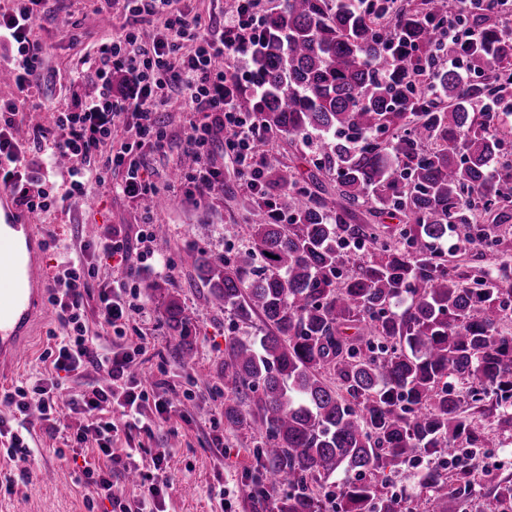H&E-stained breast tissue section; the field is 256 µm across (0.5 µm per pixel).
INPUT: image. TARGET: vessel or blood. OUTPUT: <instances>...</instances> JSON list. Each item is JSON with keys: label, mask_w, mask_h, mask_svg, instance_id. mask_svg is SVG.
I'll list each match as a JSON object with an SVG mask.
<instances>
[{"label": "vessel or blood", "mask_w": 512, "mask_h": 512, "mask_svg": "<svg viewBox=\"0 0 512 512\" xmlns=\"http://www.w3.org/2000/svg\"><path fill=\"white\" fill-rule=\"evenodd\" d=\"M43 242L40 225L0 190V379L27 358L26 339L49 285Z\"/></svg>", "instance_id": "vessel-or-blood-1"}]
</instances>
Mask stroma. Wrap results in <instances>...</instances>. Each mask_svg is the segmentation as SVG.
<instances>
[{
  "label": "stroma",
  "instance_id": "35a3bbf8",
  "mask_svg": "<svg viewBox=\"0 0 512 512\" xmlns=\"http://www.w3.org/2000/svg\"><path fill=\"white\" fill-rule=\"evenodd\" d=\"M76 26L74 35H66L58 18L44 20L34 36L50 48L45 62V81L35 96L20 93L12 80L10 58L0 57V98H15L20 111H37L49 120L56 110L79 105L82 87L71 80L80 69L84 57L105 38L111 37L112 26L96 12L93 0H71L66 18ZM258 152L266 169L284 164L295 166L299 173H313L314 155L303 145L278 138L261 144ZM214 160L224 169L225 189L200 203L187 194L171 176L173 166L153 157L150 172L165 198V207L151 199L128 198L91 188L87 196L71 207L50 208L36 216V223L46 225L56 240L43 249V264L54 268L73 253L89 234H101L116 228L135 238L145 221L165 224L170 228L166 238L155 240V257L135 266V286L147 306L146 316L137 318L127 330L129 344H143L144 352L135 357L136 370L145 384L162 382L182 395V406L168 422L153 434L118 433V448L139 447L135 462L140 471L152 468L150 453L155 449L168 454L171 489L166 498V512H257L256 505L243 501L238 487L254 474L252 448L256 433L232 431L222 424L224 399L225 340L247 335L249 328L237 323L224 311L207 301V290L196 281L194 259L205 251L215 256L235 254L247 243L244 217L252 195L234 174L232 155L215 153ZM170 261L172 272H164L162 261ZM160 284L176 296L194 314L189 339L194 347L190 363L178 356L180 339L165 326L154 299L153 284ZM61 326L51 307H44L36 330L27 342L28 356L11 378L21 384L44 369L41 356L53 344L52 334ZM81 422L80 416L66 418L55 433H45L38 416H31L28 426L39 453L35 459L14 458L0 462V483L14 482L13 492L0 487V512H112L103 500L94 509L86 501L93 495L81 476L84 460L63 461L59 454L67 450L69 436ZM487 455L481 457L475 473L473 496L460 503L459 512H501L495 501L486 496L490 479L512 474L507 461H512V429L500 427L496 415L482 417ZM223 435V452H216V435Z\"/></svg>",
  "mask_w": 512,
  "mask_h": 512
}]
</instances>
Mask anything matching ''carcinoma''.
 I'll list each match as a JSON object with an SVG mask.
<instances>
[{
    "label": "carcinoma",
    "instance_id": "cac0c4a2",
    "mask_svg": "<svg viewBox=\"0 0 512 512\" xmlns=\"http://www.w3.org/2000/svg\"><path fill=\"white\" fill-rule=\"evenodd\" d=\"M352 11L339 0H283L264 17L251 54L258 90L232 88L237 109L253 112L291 142L319 138L315 167L335 183L321 194L284 165L266 176L279 188L252 198L248 245L235 258L194 259L212 306L264 328L230 336L224 349V424L256 428L262 470L239 487L268 512H424L427 502L389 492V466L423 463L421 485L436 512H457L474 487L471 468L437 465L484 448L475 425L493 395L499 423L512 428V333L501 330L512 305V261L496 277L460 270L454 253L488 237L474 211L512 221V186L496 179L501 140L493 115L478 109L512 87V40L479 14L472 53L492 63L481 83L461 87L436 66L438 30L449 0L402 7L394 22ZM430 74L442 98L412 85ZM388 141L379 135L389 130ZM394 209L396 226L362 224L357 209ZM288 214L281 223L274 212ZM370 251L342 275L348 250ZM184 361L191 315L176 298L161 303ZM470 380L466 392L448 377ZM489 494L512 503V478Z\"/></svg>",
    "mask_w": 512,
    "mask_h": 512
}]
</instances>
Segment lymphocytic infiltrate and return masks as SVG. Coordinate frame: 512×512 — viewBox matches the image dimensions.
I'll list each match as a JSON object with an SVG mask.
<instances>
[{
    "mask_svg": "<svg viewBox=\"0 0 512 512\" xmlns=\"http://www.w3.org/2000/svg\"><path fill=\"white\" fill-rule=\"evenodd\" d=\"M457 14L451 15L440 33L442 65L454 71L462 85L469 87L483 70L469 52L477 45L479 31L467 23L469 11H491L496 17H512V0H460ZM100 14L118 19L111 38L99 43L85 59L76 78L95 84L96 95L79 108L53 112L49 124L28 125L12 98H0V190L6 191L16 206L43 211L57 199H82L90 185L104 192L130 198H149L158 187L148 167L135 154L150 148L167 154L170 139L164 120L171 104H179L191 118L180 144L181 154L193 155L195 164L184 169L189 192L207 200L211 190L224 182V170L213 158L215 145L231 152L237 173L251 193H258L265 175L258 147L269 138L256 116L238 111L228 88L238 79L235 70L224 67L227 59L246 57L252 37L263 16L260 0H236L227 20L202 23L190 9H178L174 0H100ZM48 0H12L0 8V52L13 63L14 81L20 91L40 87L44 78L48 48L34 39L33 31L47 11ZM155 18L157 32L143 42L136 25ZM125 72L129 88L112 89V74ZM131 126L135 138L119 149L105 152L118 124ZM65 168L68 187L56 197L51 175ZM154 233L146 229L137 241L118 230H107L83 242L75 256L58 263L51 275L49 302L63 329L53 348L47 349L45 369L33 383L0 392V402L11 410L0 417V453L7 458L33 456L29 413H39L47 430H57L67 415L84 417L73 441L77 448L95 443L97 459L85 462L82 473L98 498L108 500L119 512H164L171 487L167 457H153L154 473L146 489L124 504L115 493L112 475L129 469L135 449L113 448L119 431L152 432L156 417L170 414L175 401L167 394H148L132 371L133 355L125 347L103 345L90 334L85 300L96 296V313L101 325L115 335L126 327L145 305L131 286L130 255L151 259L148 244ZM116 262L118 276L102 280L100 266ZM104 371L107 386L91 388L59 401L63 378L81 376L88 368Z\"/></svg>",
    "mask_w": 512,
    "mask_h": 512,
    "instance_id": "lymphocytic-infiltrate-1",
    "label": "lymphocytic infiltrate"
}]
</instances>
